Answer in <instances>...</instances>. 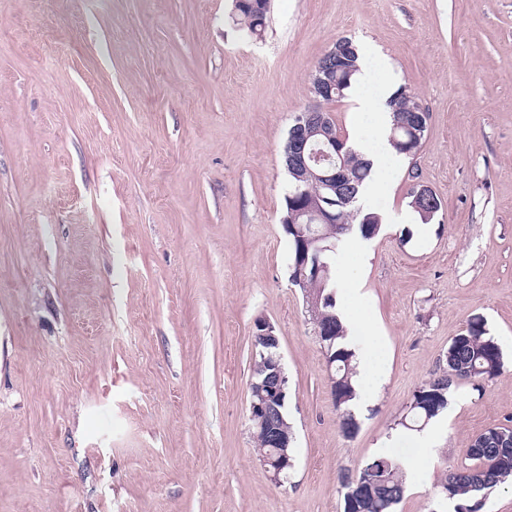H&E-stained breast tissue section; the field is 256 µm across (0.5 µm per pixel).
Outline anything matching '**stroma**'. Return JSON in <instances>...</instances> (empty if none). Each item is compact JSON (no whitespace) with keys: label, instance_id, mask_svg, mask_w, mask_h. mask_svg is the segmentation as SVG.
Wrapping results in <instances>:
<instances>
[{"label":"stroma","instance_id":"stroma-1","mask_svg":"<svg viewBox=\"0 0 512 512\" xmlns=\"http://www.w3.org/2000/svg\"><path fill=\"white\" fill-rule=\"evenodd\" d=\"M0 0V512H343L339 476L393 434L480 315L501 374L464 383L396 512H453L439 483L512 426V0ZM368 43L429 114L369 203L357 267L388 357L339 428L290 280L282 149L337 39ZM442 208L407 236L410 173ZM280 339L294 465L249 421L256 319ZM258 0H235L234 1V21L243 28H246L252 35H258L255 32V18L257 9L255 5L260 6Z\"/></svg>","mask_w":512,"mask_h":512}]
</instances>
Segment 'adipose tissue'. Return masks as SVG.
I'll list each match as a JSON object with an SVG mask.
<instances>
[{
  "label": "adipose tissue",
  "mask_w": 512,
  "mask_h": 512,
  "mask_svg": "<svg viewBox=\"0 0 512 512\" xmlns=\"http://www.w3.org/2000/svg\"><path fill=\"white\" fill-rule=\"evenodd\" d=\"M385 60L372 57L367 48L358 50V72L349 89L354 103L356 116H371L375 121L376 146L363 149L362 154L371 163V174L360 190L361 197L377 195L381 187L390 181L394 171L390 166L395 154L388 142L387 133L392 121V109L389 101L396 89L394 80L376 78V71L387 69ZM363 293L358 279L353 273H346L341 278L338 310L347 329L343 340L344 346L351 348L354 357L352 366L353 385L357 397L354 407L362 409L370 405L373 396L382 384V365L385 361L383 347L368 320L359 319L351 309L354 302L362 298Z\"/></svg>",
  "instance_id": "obj_1"
}]
</instances>
